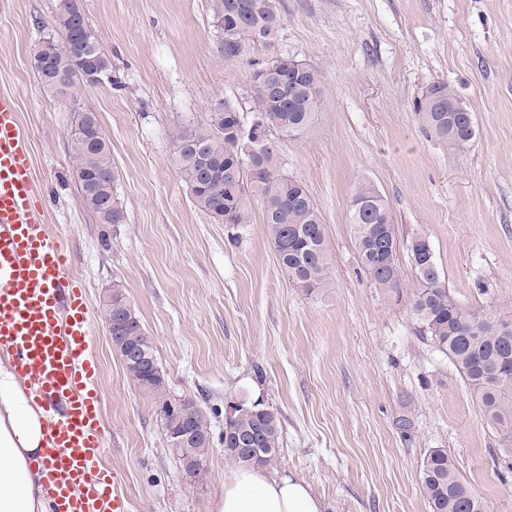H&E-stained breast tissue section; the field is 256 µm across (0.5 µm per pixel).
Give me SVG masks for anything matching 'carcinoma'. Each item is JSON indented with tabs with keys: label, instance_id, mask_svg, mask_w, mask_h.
Instances as JSON below:
<instances>
[{
	"label": "carcinoma",
	"instance_id": "1",
	"mask_svg": "<svg viewBox=\"0 0 512 512\" xmlns=\"http://www.w3.org/2000/svg\"><path fill=\"white\" fill-rule=\"evenodd\" d=\"M211 27L224 59L241 60L261 45L277 38L283 19L276 0H210ZM68 40L82 45L90 66L109 78L110 62L96 31L85 16L57 4L48 33L35 45L33 68L41 84L62 98H74L86 87L71 54L47 56L45 40ZM322 73L307 63L297 71L288 69V57L276 56L257 67L246 87L249 115L229 100L215 104L197 124L179 125L170 138L180 178L187 185L195 206L216 224H250L253 204H260L281 271L294 287L313 293L326 286L330 253L326 224L305 184L283 173L275 156L270 132L293 138L311 125L321 94ZM414 112L425 134L461 150L476 138L473 112H454L460 96L444 81L429 86ZM238 114L240 134L224 135V128ZM71 164L85 204L102 226L126 223L117 194V175L112 165L110 140L101 123L81 136L69 133ZM352 198L359 205L349 208L359 270L370 284L385 294L400 297L409 289L410 311L418 332L455 367L475 398L488 426L498 435L502 450L512 453V330L504 322L512 317L497 309L473 310L464 306L442 280L441 270L425 236L416 234L405 243L413 271L407 283L397 258L398 234L391 208L367 179L354 185ZM125 341L155 355L149 336L135 310ZM128 377L157 406L165 431L180 426L182 414L169 413L171 395L164 375H148L138 366L125 367ZM282 426L278 412L260 404L244 406L224 434L225 458L242 467H267L276 459ZM249 441L259 453H240L229 446L234 439ZM211 444V423L197 414V437L191 444L192 478L206 473ZM421 486L430 512H486V503L458 471L444 449L430 451L420 464Z\"/></svg>",
	"mask_w": 512,
	"mask_h": 512
}]
</instances>
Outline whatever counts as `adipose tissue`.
<instances>
[{"label":"adipose tissue","mask_w":512,"mask_h":512,"mask_svg":"<svg viewBox=\"0 0 512 512\" xmlns=\"http://www.w3.org/2000/svg\"><path fill=\"white\" fill-rule=\"evenodd\" d=\"M47 427L30 382L0 356V512H51L37 465ZM211 512H323V504L303 481L272 477L263 467L236 468Z\"/></svg>","instance_id":"1"}]
</instances>
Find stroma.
<instances>
[{
    "label": "stroma",
    "instance_id": "1",
    "mask_svg": "<svg viewBox=\"0 0 512 512\" xmlns=\"http://www.w3.org/2000/svg\"><path fill=\"white\" fill-rule=\"evenodd\" d=\"M82 2L111 81L74 100L43 88L31 57L55 0H0V93L18 101L46 223L87 292L103 462L129 512H210L232 469L224 412L235 402L278 410L282 446L268 472L306 481L324 512H429L419 469L436 448L488 512H512L497 435L447 356L419 335L406 300L363 277L348 222L352 187L368 178L399 238L426 236L463 305L512 311V0H277L273 45L233 63L211 35L209 0ZM280 54L323 75L309 129L271 137L327 226L329 280L312 294L282 273L261 216L215 224L198 210L170 141L220 101L248 110L256 64ZM442 80L476 117L461 151L427 138L413 112ZM78 108L97 112L109 137L126 211L107 248L71 168ZM116 280L154 341L168 393L193 398L211 422L201 479L185 474L112 347L100 297Z\"/></svg>",
    "mask_w": 512,
    "mask_h": 512
}]
</instances>
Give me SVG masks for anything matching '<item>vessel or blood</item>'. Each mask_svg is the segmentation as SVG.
Returning a JSON list of instances; mask_svg holds the SVG:
<instances>
[{
	"label": "vessel or blood",
	"mask_w": 512,
	"mask_h": 512,
	"mask_svg": "<svg viewBox=\"0 0 512 512\" xmlns=\"http://www.w3.org/2000/svg\"><path fill=\"white\" fill-rule=\"evenodd\" d=\"M40 193L17 101L1 93L0 351L10 352L49 420L39 465L52 512H127L116 473L101 461L88 302L68 274L62 239L36 205Z\"/></svg>",
	"instance_id": "obj_1"
}]
</instances>
